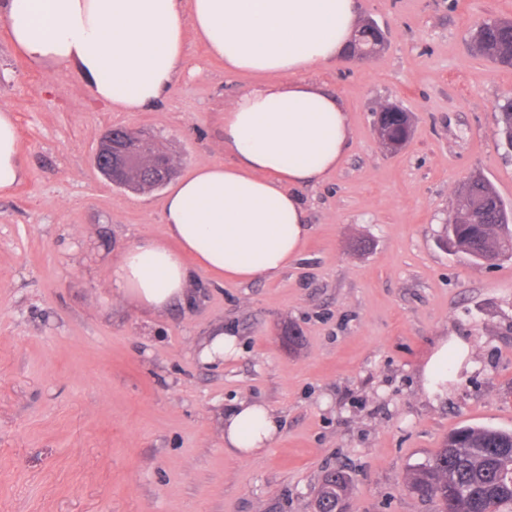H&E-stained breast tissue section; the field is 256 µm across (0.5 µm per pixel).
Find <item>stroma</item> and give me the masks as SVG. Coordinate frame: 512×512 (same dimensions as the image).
<instances>
[{"instance_id":"1","label":"stroma","mask_w":512,"mask_h":512,"mask_svg":"<svg viewBox=\"0 0 512 512\" xmlns=\"http://www.w3.org/2000/svg\"><path fill=\"white\" fill-rule=\"evenodd\" d=\"M383 51L311 79L354 128L325 181L302 185L300 258L249 283L195 276L189 304L155 312L117 294L112 269L163 237L164 188L112 184L93 165L101 135L154 138L173 179L224 159V109L256 76L225 72L195 37L190 73L155 106L116 112L65 68L30 66L0 19V106L13 115L24 179L0 195V512H311L324 473L352 478L353 512H437L406 489L448 433L512 431V258L475 263L440 238L459 187L488 179L512 208V153L495 136L512 69L471 36L512 19V0H359ZM413 116L388 153L381 104ZM240 354L205 364L216 331ZM471 368L443 391L421 372L447 338ZM268 405L265 453L224 449L236 401Z\"/></svg>"}]
</instances>
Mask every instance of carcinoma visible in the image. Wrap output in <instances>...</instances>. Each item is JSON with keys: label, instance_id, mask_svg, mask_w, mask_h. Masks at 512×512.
I'll list each match as a JSON object with an SVG mask.
<instances>
[{"label": "carcinoma", "instance_id": "carcinoma-1", "mask_svg": "<svg viewBox=\"0 0 512 512\" xmlns=\"http://www.w3.org/2000/svg\"><path fill=\"white\" fill-rule=\"evenodd\" d=\"M485 60L512 68V22H482L474 36ZM403 113L385 112L381 135L394 141L402 133ZM497 135L512 147V100L500 108ZM444 242L478 262L512 255V211L493 186L473 176L463 183L445 223ZM410 493L437 502L439 512H512V433L463 426L448 433L442 448L407 481ZM349 479L341 471L325 475L311 504L312 512H336L348 499Z\"/></svg>", "mask_w": 512, "mask_h": 512}]
</instances>
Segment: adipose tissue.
I'll return each mask as SVG.
<instances>
[{
  "label": "adipose tissue",
  "instance_id": "1",
  "mask_svg": "<svg viewBox=\"0 0 512 512\" xmlns=\"http://www.w3.org/2000/svg\"><path fill=\"white\" fill-rule=\"evenodd\" d=\"M0 15L31 65L75 70L122 112L170 92L190 34L227 72L259 78L224 110L231 162L197 164L172 187L164 238L137 240L113 269L119 294L162 312L187 301L196 271L249 282L299 257L308 227L295 189L335 172L354 137L340 98L308 75L343 55L360 27L357 0H0ZM23 173L14 119L0 107V191ZM470 351L451 337L425 381L440 387ZM278 432L261 403L241 401L224 417V447L242 458L271 448Z\"/></svg>",
  "mask_w": 512,
  "mask_h": 512
}]
</instances>
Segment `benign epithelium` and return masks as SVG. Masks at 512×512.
Returning <instances> with one entry per match:
<instances>
[{
    "instance_id": "1",
    "label": "benign epithelium",
    "mask_w": 512,
    "mask_h": 512,
    "mask_svg": "<svg viewBox=\"0 0 512 512\" xmlns=\"http://www.w3.org/2000/svg\"><path fill=\"white\" fill-rule=\"evenodd\" d=\"M152 142L148 137L127 127L108 130L97 145L93 162L98 171L118 186L127 185L126 173L143 168L146 178L155 186L164 184L169 175L167 157L149 155ZM151 156L152 163L145 165L146 156Z\"/></svg>"
}]
</instances>
